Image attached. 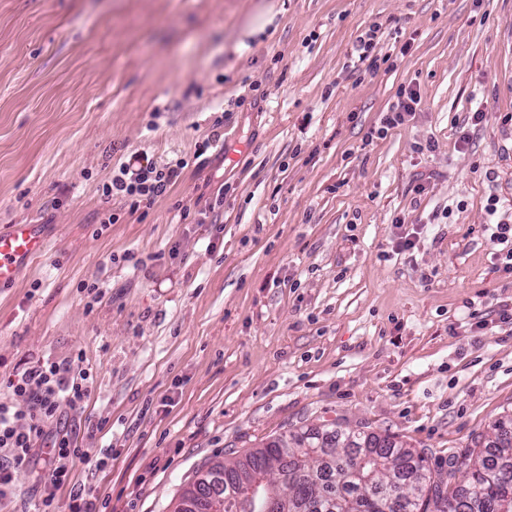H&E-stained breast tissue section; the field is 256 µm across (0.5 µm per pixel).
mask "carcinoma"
<instances>
[{"instance_id":"obj_1","label":"carcinoma","mask_w":512,"mask_h":512,"mask_svg":"<svg viewBox=\"0 0 512 512\" xmlns=\"http://www.w3.org/2000/svg\"><path fill=\"white\" fill-rule=\"evenodd\" d=\"M474 441L463 459H449L448 472L432 470L424 458L388 437L373 433H332L321 453L293 448L277 438L224 463L221 484L181 496L176 512H211L215 496L229 495L241 478L267 476L253 512H499L512 502V440L504 425Z\"/></svg>"}]
</instances>
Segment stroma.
<instances>
[{
	"label": "stroma",
	"instance_id": "obj_1",
	"mask_svg": "<svg viewBox=\"0 0 512 512\" xmlns=\"http://www.w3.org/2000/svg\"><path fill=\"white\" fill-rule=\"evenodd\" d=\"M384 20L376 54L410 50L371 75L352 48ZM510 113L512 0H0V229L48 242L0 288V378L83 351L68 429L112 463L76 478L111 512H173L302 426L445 465L512 413ZM136 162L178 175L134 209L103 190ZM396 98L397 101L385 112L381 120L382 127L377 130L378 134L382 135L385 130L402 125L407 117L414 114L420 102L418 94L414 90L405 87L398 90ZM510 232V238L509 233ZM490 240L496 245H504V248L500 250L504 251L502 255L506 262L504 263V270L512 272V228L511 225L506 223H497L496 231H493L490 235ZM506 251V252H505Z\"/></svg>",
	"mask_w": 512,
	"mask_h": 512
}]
</instances>
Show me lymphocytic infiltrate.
<instances>
[{"instance_id": "lymphocytic-infiltrate-1", "label": "lymphocytic infiltrate", "mask_w": 512, "mask_h": 512, "mask_svg": "<svg viewBox=\"0 0 512 512\" xmlns=\"http://www.w3.org/2000/svg\"><path fill=\"white\" fill-rule=\"evenodd\" d=\"M174 175L171 169L142 165L134 176L113 179L112 188L137 206L163 193ZM83 361L80 353L65 363L46 358L5 382L6 393L0 398V500L13 495L16 472L36 460L48 474L42 512H55L62 489L69 492V512H101L105 507L97 489L75 481L74 470L89 459L107 466L111 449L78 446L62 427L67 412L82 408L89 396L91 373ZM21 402L28 407L27 415L17 409Z\"/></svg>"}]
</instances>
